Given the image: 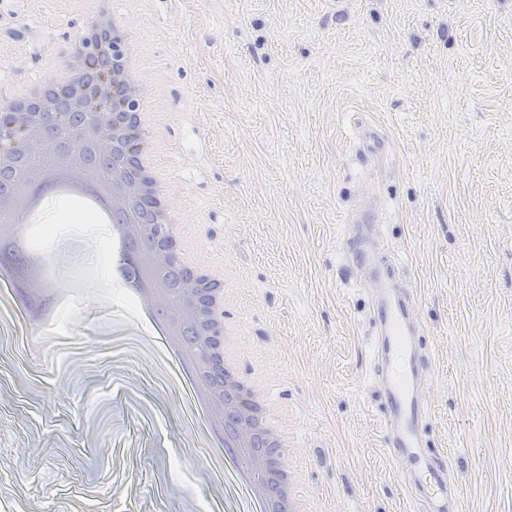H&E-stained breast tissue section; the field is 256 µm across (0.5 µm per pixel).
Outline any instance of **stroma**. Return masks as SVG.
<instances>
[{
  "label": "stroma",
  "instance_id": "1",
  "mask_svg": "<svg viewBox=\"0 0 512 512\" xmlns=\"http://www.w3.org/2000/svg\"><path fill=\"white\" fill-rule=\"evenodd\" d=\"M151 75L161 161L198 254L237 276L242 368L286 419L313 512H413L380 426L365 249L416 299L431 451L461 512H512V0H112ZM82 0H0V89L71 59ZM386 142L363 152V128ZM109 225L74 208L30 248L78 292L0 334V512H248L151 346Z\"/></svg>",
  "mask_w": 512,
  "mask_h": 512
}]
</instances>
